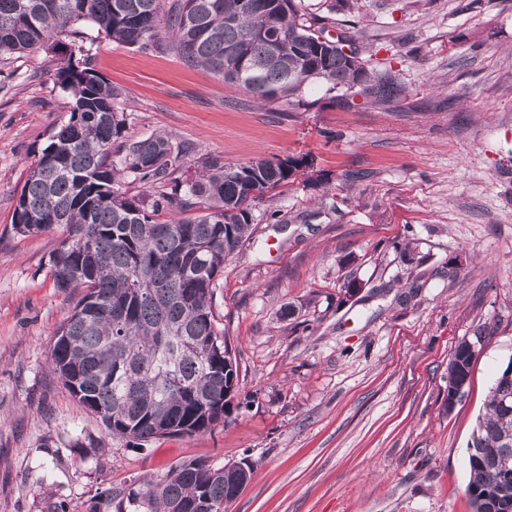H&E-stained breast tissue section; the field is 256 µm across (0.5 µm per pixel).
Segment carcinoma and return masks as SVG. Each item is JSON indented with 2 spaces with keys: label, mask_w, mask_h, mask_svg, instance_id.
Segmentation results:
<instances>
[{
  "label": "carcinoma",
  "mask_w": 512,
  "mask_h": 512,
  "mask_svg": "<svg viewBox=\"0 0 512 512\" xmlns=\"http://www.w3.org/2000/svg\"><path fill=\"white\" fill-rule=\"evenodd\" d=\"M80 20L139 50L175 52L261 103H301L313 83L331 90L370 81L357 33L328 34L329 20L303 18L298 0H0V57L48 43ZM57 71L72 99L66 122L29 168L13 214L17 233L59 226L65 237L48 265L62 291L84 295L60 325L50 366L70 395L114 437L144 444L208 430L239 392V369L212 310L224 261L253 233V208L287 183L301 162L226 164L218 156L185 171L191 146L171 134L131 140L89 51L77 47ZM393 99L404 89L389 75L373 83ZM132 179L150 195L123 189ZM171 213L176 218L161 221ZM464 339L448 361V387L468 381L472 346ZM512 378L499 374L486 412L467 443L472 512H512ZM252 477L186 460L162 480L129 488L117 512H225Z\"/></svg>",
  "instance_id": "cac0c4a2"
}]
</instances>
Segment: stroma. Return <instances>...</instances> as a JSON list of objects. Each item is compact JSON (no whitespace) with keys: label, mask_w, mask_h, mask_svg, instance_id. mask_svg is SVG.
Returning a JSON list of instances; mask_svg holds the SVG:
<instances>
[{"label":"stroma","mask_w":512,"mask_h":512,"mask_svg":"<svg viewBox=\"0 0 512 512\" xmlns=\"http://www.w3.org/2000/svg\"><path fill=\"white\" fill-rule=\"evenodd\" d=\"M356 29L372 73L260 105L173 53L76 41L122 96L127 135L170 133L189 167L302 159L224 263L213 307L240 372L208 431L112 436L49 368L82 290L49 272L61 230L17 234L14 194L69 115L53 46L0 58V512H116L104 490L198 459L249 461L227 512H471L467 441L512 361V0H301ZM481 336L448 404V361Z\"/></svg>","instance_id":"35a3bbf8"}]
</instances>
